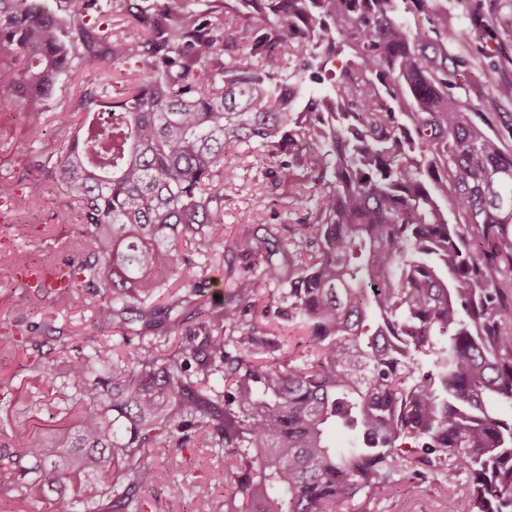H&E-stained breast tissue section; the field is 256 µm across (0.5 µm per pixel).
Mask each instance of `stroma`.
Segmentation results:
<instances>
[{"label":"stroma","instance_id":"1","mask_svg":"<svg viewBox=\"0 0 512 512\" xmlns=\"http://www.w3.org/2000/svg\"><path fill=\"white\" fill-rule=\"evenodd\" d=\"M477 11L512 21V9H501L498 0H448L449 33L461 32ZM495 48V41L488 38L468 43L465 54L476 81L467 93L475 100L492 88L506 91V109L512 113V67L499 74L481 64L484 54ZM134 68V61L125 60L107 68L88 65L73 70L62 78L55 95L46 102L45 115L37 125L29 122L26 113L0 111V182L15 186L13 197L0 206L8 215L7 222L0 223V324L9 322L24 329L52 326L73 343L92 333L94 304L90 298L78 292L69 303H57L53 297L20 285L10 260L18 252L28 255L34 266L46 260L60 264L75 258L74 242L82 227L74 216L64 215L54 179L39 174L33 166L34 157L58 151L67 140L82 119L78 101L84 92L97 90L110 98L120 96L125 85L116 79V72ZM226 162L235 167L236 178L224 188V226L215 231L214 246L200 255L193 244L182 246L184 253L195 254L199 272L208 283L192 301L207 306L216 297L259 288L268 313L263 317L246 314L244 323H255L258 336L287 338L288 324L280 315L288 305L287 295L281 286L260 284L258 259L245 255L242 242L261 224L282 244L293 246L291 227L307 223L315 209V199L297 185L276 182L268 166L252 163L243 152L231 153ZM36 179L40 180L42 191L33 196L29 185ZM152 461L158 478L145 490L152 512H213L214 500L235 493L234 485L224 480L223 452L206 447L200 438L192 439L179 467L169 464L167 450L159 444L153 449ZM198 479L212 484L213 500L188 493L180 497L171 494L172 483L189 484ZM426 504L432 512H464L466 497L463 491H449L439 471L434 470L412 485L395 484L362 502L364 512H422Z\"/></svg>","mask_w":512,"mask_h":512}]
</instances>
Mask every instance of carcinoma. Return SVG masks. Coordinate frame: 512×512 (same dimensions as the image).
<instances>
[{
    "instance_id": "1",
    "label": "carcinoma",
    "mask_w": 512,
    "mask_h": 512,
    "mask_svg": "<svg viewBox=\"0 0 512 512\" xmlns=\"http://www.w3.org/2000/svg\"><path fill=\"white\" fill-rule=\"evenodd\" d=\"M94 2L71 0L62 23L39 0H0V104L35 124L77 63L137 64L122 99L84 93L82 125L38 162L89 239L52 295L89 290L96 335L73 350L59 336L45 352L41 337L0 327V350L35 351L28 412L65 416L19 423V444L0 450L20 496L146 512L151 444L177 464L200 433L232 456L236 492L214 512H335L438 461L466 512H512V416L493 407L512 405V124L497 128L498 94L476 105L453 94L471 66L448 50V11L438 0H222L192 13L188 0H155L150 14L131 2L139 29L110 42L84 23ZM228 9L243 19L232 32ZM343 53L332 91L288 99V79L320 85ZM242 145L260 164L276 159L279 179L301 168L312 183L313 220L295 228L305 252L269 232L244 241L261 279L288 285L282 316L310 362L275 356L251 325L224 335L258 306L252 291L190 315L174 292L155 302L173 278L205 286L180 243H214L234 173L224 157ZM191 318L203 333L190 350L110 344ZM217 374L233 391L211 384ZM332 428L353 446H332ZM186 491L212 497L206 482L172 488Z\"/></svg>"
}]
</instances>
